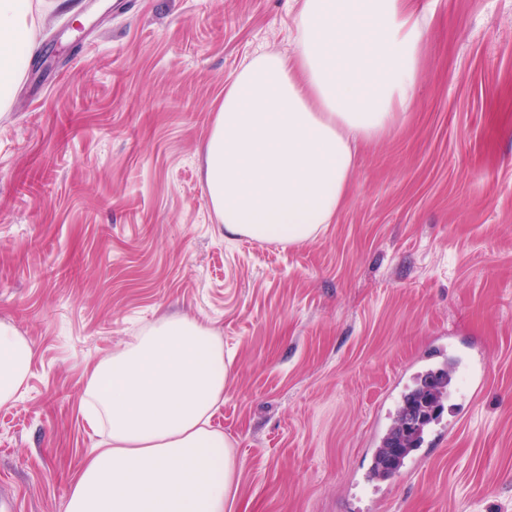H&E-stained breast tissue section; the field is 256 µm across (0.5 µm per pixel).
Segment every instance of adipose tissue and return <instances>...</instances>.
Here are the masks:
<instances>
[{"mask_svg":"<svg viewBox=\"0 0 512 512\" xmlns=\"http://www.w3.org/2000/svg\"><path fill=\"white\" fill-rule=\"evenodd\" d=\"M33 0H0V112L29 52ZM425 12L416 0H298L294 50L257 53L225 87L205 145V181L228 237L296 244L332 223L359 142L412 108ZM34 357L0 323V407ZM224 345L170 318L93 366L81 409L102 430L65 512H226L236 462L211 418L224 401Z\"/></svg>","mask_w":512,"mask_h":512,"instance_id":"obj_1","label":"adipose tissue"}]
</instances>
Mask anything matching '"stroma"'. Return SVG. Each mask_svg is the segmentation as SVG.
Instances as JSON below:
<instances>
[{
  "label": "stroma",
  "mask_w": 512,
  "mask_h": 512,
  "mask_svg": "<svg viewBox=\"0 0 512 512\" xmlns=\"http://www.w3.org/2000/svg\"><path fill=\"white\" fill-rule=\"evenodd\" d=\"M44 0L0 112V322L35 348L0 407V499L64 512L99 435L89 368L177 315L230 360L211 423L232 512H512V0H421L415 103L358 151L300 245L228 238L204 179L217 107L292 0ZM482 357L398 480L369 460L440 345Z\"/></svg>",
  "instance_id": "stroma-1"
}]
</instances>
